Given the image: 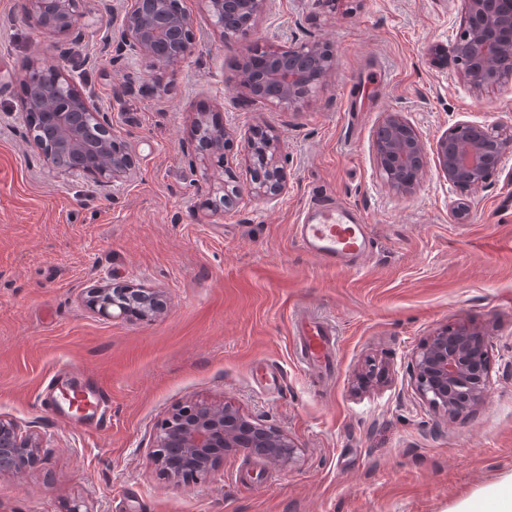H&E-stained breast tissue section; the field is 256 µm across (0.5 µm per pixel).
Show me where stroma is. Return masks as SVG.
<instances>
[{"mask_svg": "<svg viewBox=\"0 0 512 512\" xmlns=\"http://www.w3.org/2000/svg\"><path fill=\"white\" fill-rule=\"evenodd\" d=\"M197 50L159 92L133 60L100 43L112 17L92 13L79 38L27 25L0 0V415L36 434L34 467L0 475V512H451L512 478V153L461 197L427 167L410 195L390 190L371 153L384 112L403 113L427 145L457 121L512 126V79L474 92L447 44L460 0H276L248 40L222 44L197 0ZM328 44L336 67L299 110L254 102L236 77L248 45ZM63 64L109 109L136 155V177L103 188L45 169L22 115L30 61ZM207 113L240 132L274 128L288 188L262 199L242 152L200 161L192 121ZM232 169L234 208L206 213L205 185ZM362 213L373 250L328 267L291 233L312 194ZM161 292L151 321L107 320L84 304L101 282ZM305 309L337 339L331 382L301 363L292 315ZM467 322L489 335L485 403L452 420L418 395L411 356L435 330ZM282 373L255 382L256 361ZM62 366L112 393L111 427L94 434L46 413ZM228 403L299 445L282 467L224 456L205 478L174 484L150 460L178 405Z\"/></svg>", "mask_w": 512, "mask_h": 512, "instance_id": "stroma-1", "label": "stroma"}]
</instances>
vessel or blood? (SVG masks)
<instances>
[{
    "mask_svg": "<svg viewBox=\"0 0 512 512\" xmlns=\"http://www.w3.org/2000/svg\"><path fill=\"white\" fill-rule=\"evenodd\" d=\"M310 218L294 225L293 234L303 249L327 266L353 268L372 249L368 227L346 207L325 200L309 206ZM294 333L308 370L329 374L334 368L332 330L322 322L297 314ZM42 405L56 413H66L80 428H108L107 411L111 395L94 378L64 373L52 384Z\"/></svg>",
    "mask_w": 512,
    "mask_h": 512,
    "instance_id": "obj_1",
    "label": "vessel or blood"
}]
</instances>
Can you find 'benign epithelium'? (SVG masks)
<instances>
[{"label":"benign epithelium","instance_id":"benign-epithelium-1","mask_svg":"<svg viewBox=\"0 0 512 512\" xmlns=\"http://www.w3.org/2000/svg\"><path fill=\"white\" fill-rule=\"evenodd\" d=\"M464 21L453 42L445 47L456 57L462 49L458 72L472 89L480 91L496 80L512 78V4L502 0H462ZM222 42L231 44L251 34L259 17L275 7V0H198ZM24 20L50 36H70L82 30L91 14L89 0H21ZM197 46L195 25L181 0H128L112 37L103 49L122 59L138 58L146 70L161 78L174 74ZM336 65L332 50L320 42L297 43L287 47L248 48L238 61L240 84L256 102L281 112L296 109L316 92L310 72L329 74ZM22 84L29 86L22 101L30 140L48 170L64 175H83L103 186L116 187L136 174V160L124 146L115 151L111 144L122 141L112 130L106 109L88 99L74 84L69 71L56 64L45 67L28 64ZM239 140L240 151L259 160L251 181L258 197L273 198L288 185L281 156L284 146L273 131L263 137L241 136L227 127L220 133L197 140L202 158L225 163L226 151ZM512 152V127L490 129L478 122L458 121L436 141L434 166L438 175L457 190L475 188L486 181L489 168L498 169ZM372 156L385 174L395 168L428 165V151L419 129L400 112L384 113L372 142ZM223 205L232 207L242 188L235 181L220 188ZM136 299L141 320H151L165 310L162 296L137 284L122 288L103 282L88 292L86 306L107 319L133 318L129 305ZM489 339L470 323L453 330L435 332L412 355V379L416 391L428 406L450 418L465 416L487 397L486 366ZM40 448L35 435L0 417V474H18ZM226 455H259L282 467L291 466L299 450L285 431L255 419H246L230 405L193 401L174 410L156 433L152 462L170 480L179 482V467L192 463L207 476L217 465L214 449Z\"/></svg>","mask_w":512,"mask_h":512}]
</instances>
